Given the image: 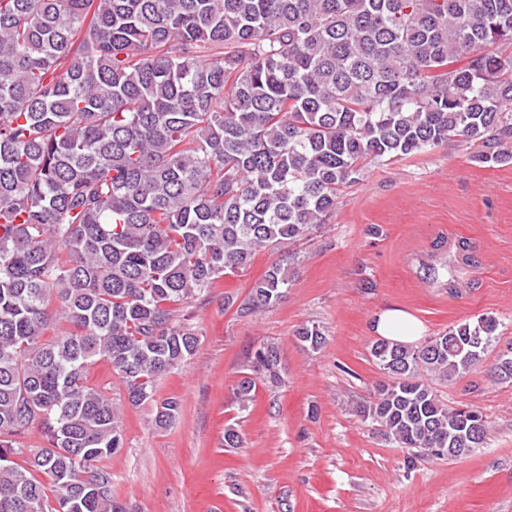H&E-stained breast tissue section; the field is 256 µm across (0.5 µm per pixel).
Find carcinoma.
<instances>
[{"label":"carcinoma","instance_id":"cac0c4a2","mask_svg":"<svg viewBox=\"0 0 512 512\" xmlns=\"http://www.w3.org/2000/svg\"><path fill=\"white\" fill-rule=\"evenodd\" d=\"M453 138L512 160V0H0V512H129L104 465L121 406L90 367L154 401L199 344L174 306L329 223L370 162ZM288 288L272 264L241 311ZM496 330L374 342L384 380L356 415L416 456L481 447L483 415L432 381L469 372ZM245 359L241 409L281 381L276 344ZM180 409L161 401L155 427Z\"/></svg>","mask_w":512,"mask_h":512}]
</instances>
